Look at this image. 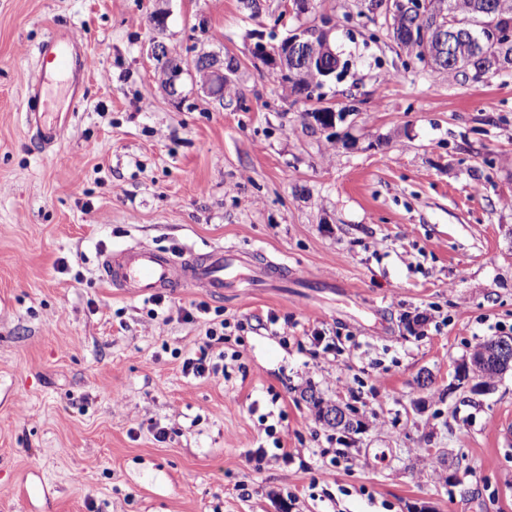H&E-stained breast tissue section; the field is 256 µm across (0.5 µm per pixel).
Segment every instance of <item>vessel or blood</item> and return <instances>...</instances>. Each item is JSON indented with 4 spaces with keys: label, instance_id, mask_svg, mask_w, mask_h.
Wrapping results in <instances>:
<instances>
[{
    "label": "vessel or blood",
    "instance_id": "1",
    "mask_svg": "<svg viewBox=\"0 0 512 512\" xmlns=\"http://www.w3.org/2000/svg\"><path fill=\"white\" fill-rule=\"evenodd\" d=\"M82 40V33L70 29L50 37L38 49L43 68L39 83L29 87L28 115L36 123L45 144L57 142L61 126L43 122L41 113L35 110L42 84L52 79L56 72L73 67L75 51ZM240 260V254L220 247L201 261L190 252L173 257L151 247L133 245L102 252L100 268L110 286L125 289L134 297L150 299L188 286L214 293L223 292L225 277L238 269Z\"/></svg>",
    "mask_w": 512,
    "mask_h": 512
}]
</instances>
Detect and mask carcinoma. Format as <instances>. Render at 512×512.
I'll return each mask as SVG.
<instances>
[{
    "label": "carcinoma",
    "mask_w": 512,
    "mask_h": 512,
    "mask_svg": "<svg viewBox=\"0 0 512 512\" xmlns=\"http://www.w3.org/2000/svg\"><path fill=\"white\" fill-rule=\"evenodd\" d=\"M369 11L384 18L409 59L433 72L478 83L512 70V40L486 39L474 46L457 39L484 24L512 30V0H429L420 16L395 0H370Z\"/></svg>",
    "instance_id": "obj_1"
}]
</instances>
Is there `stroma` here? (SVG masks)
<instances>
[{"mask_svg":"<svg viewBox=\"0 0 512 512\" xmlns=\"http://www.w3.org/2000/svg\"><path fill=\"white\" fill-rule=\"evenodd\" d=\"M323 16L341 66L292 100L253 46ZM66 28L89 67L46 90L45 120L70 114L47 147L27 92ZM157 42L183 61L173 97ZM201 51L235 58L233 99L201 90ZM136 244L254 266L156 307L101 278V250ZM219 326L223 373L185 375ZM498 336L512 73L408 64L368 0H0V512H512V371L453 385ZM311 391L354 430L324 429Z\"/></svg>","mask_w":512,"mask_h":512,"instance_id":"1","label":"stroma"}]
</instances>
